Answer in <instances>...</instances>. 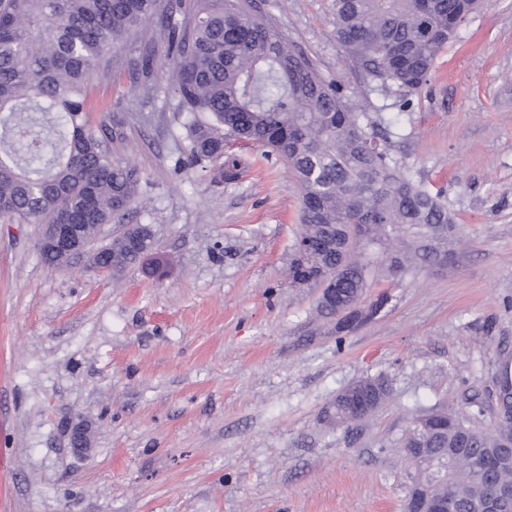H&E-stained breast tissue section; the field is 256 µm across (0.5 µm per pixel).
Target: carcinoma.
<instances>
[{"label":"carcinoma","instance_id":"1","mask_svg":"<svg viewBox=\"0 0 512 512\" xmlns=\"http://www.w3.org/2000/svg\"><path fill=\"white\" fill-rule=\"evenodd\" d=\"M482 0H334L336 41L364 78L405 95L429 80L439 53ZM151 27L167 46L178 111L188 114L186 162L219 166L239 178L233 142L267 148L290 167L301 201L299 239L321 242L305 263H291L293 283L317 269L344 273L357 309L337 321L340 333L379 310L363 303L382 278L418 271L450 254L457 221L446 200L394 159L363 91L348 94L277 33L256 0H0V213L19 224L82 225L91 259L114 277L155 251L146 224H130L107 243L101 225L127 211L140 183L137 168L112 158L106 126L89 123L85 91L111 67L107 51ZM153 41L127 62L149 79ZM50 269L71 266L60 250H41ZM355 386L371 397L354 408L336 394L327 421H361L391 399L382 377ZM496 419L477 422L485 405L460 412L415 411L401 437L417 482L455 500V512H478L486 488L511 483L512 466L491 464L483 480L469 464L446 463L454 448L485 458L512 447V381L495 389Z\"/></svg>","mask_w":512,"mask_h":512}]
</instances>
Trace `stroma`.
I'll return each instance as SVG.
<instances>
[{"mask_svg": "<svg viewBox=\"0 0 512 512\" xmlns=\"http://www.w3.org/2000/svg\"><path fill=\"white\" fill-rule=\"evenodd\" d=\"M280 36L353 89L332 0H262ZM112 52L89 118L134 164L142 198L104 227L151 225L164 276L120 279L40 260L39 227L0 216V512H402L413 473L399 444L413 410L488 400L512 354V0H487L403 102L392 154L443 191L460 244L447 267L377 282L388 300L336 338L288 265L299 199L287 165L234 145L228 183L186 167L185 115L159 58L152 89ZM380 375L391 402L364 423L324 421L337 392Z\"/></svg>", "mask_w": 512, "mask_h": 512, "instance_id": "35a3bbf8", "label": "stroma"}]
</instances>
